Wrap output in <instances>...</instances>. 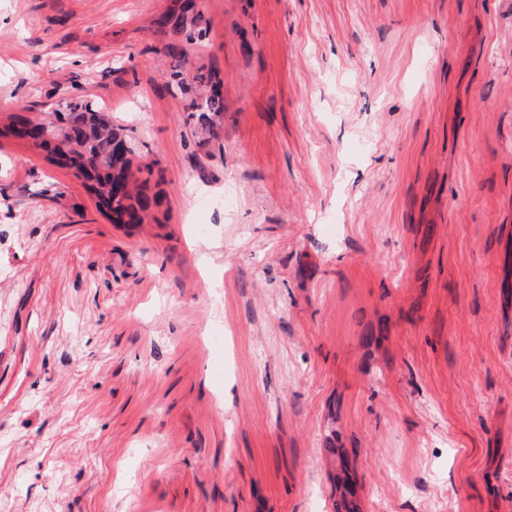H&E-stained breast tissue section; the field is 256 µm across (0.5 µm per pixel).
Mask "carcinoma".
<instances>
[{"instance_id":"1","label":"carcinoma","mask_w":512,"mask_h":512,"mask_svg":"<svg viewBox=\"0 0 512 512\" xmlns=\"http://www.w3.org/2000/svg\"><path fill=\"white\" fill-rule=\"evenodd\" d=\"M154 33L164 41L165 53L172 59L173 76L178 87L195 90L186 123L202 136L199 144L219 134L224 119V97L213 91L219 82L213 68L191 69L187 46L197 45L207 36V22L196 0H174V6L154 21ZM41 125L49 128L56 144L33 143L31 147L47 152V160L75 170L88 191L123 224H142L157 205V197L147 193L148 180L134 178L125 183L133 170L136 150L127 136L116 131L98 104L89 99L73 100L65 110L49 113Z\"/></svg>"}]
</instances>
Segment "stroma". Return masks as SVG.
<instances>
[{"label": "stroma", "mask_w": 512, "mask_h": 512, "mask_svg": "<svg viewBox=\"0 0 512 512\" xmlns=\"http://www.w3.org/2000/svg\"><path fill=\"white\" fill-rule=\"evenodd\" d=\"M0 0V128L95 99L112 223L0 137V512H512V0ZM174 6L155 19L154 33L164 41L165 53L172 59V75L180 78L177 87L189 85L195 97L189 105L186 123L193 125L198 137L216 138L224 119V97L213 91L219 82L213 68L205 66L192 70L187 46L203 42L207 36V22L202 5L196 0H174ZM208 139L198 141L200 145Z\"/></svg>", "instance_id": "obj_1"}]
</instances>
